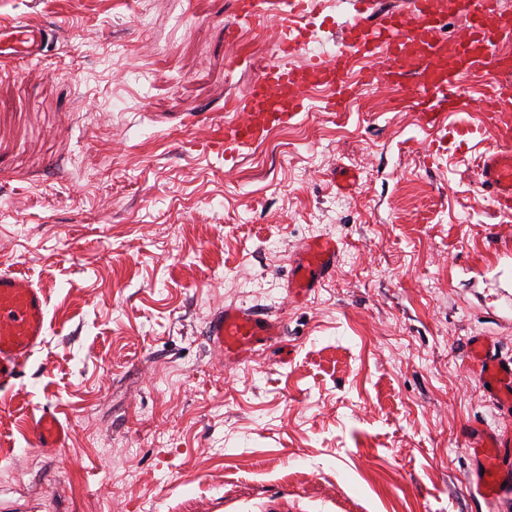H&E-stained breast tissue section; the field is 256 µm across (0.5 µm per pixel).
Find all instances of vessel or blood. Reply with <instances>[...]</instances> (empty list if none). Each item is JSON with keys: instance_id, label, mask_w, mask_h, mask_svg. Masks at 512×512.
I'll list each match as a JSON object with an SVG mask.
<instances>
[{"instance_id": "b4317fda", "label": "vessel or blood", "mask_w": 512, "mask_h": 512, "mask_svg": "<svg viewBox=\"0 0 512 512\" xmlns=\"http://www.w3.org/2000/svg\"><path fill=\"white\" fill-rule=\"evenodd\" d=\"M319 0H237L236 17L258 37L272 36L280 50L253 81L243 97L229 100L223 120L214 123L211 143L225 161L263 140L273 129L288 126L310 111L314 91H322V109L344 111L366 87L385 84L396 93L394 106L413 99L424 127L453 141L456 151L473 154L477 184L494 212L512 213V15L500 0H455L459 10L476 22L462 29L455 42L440 33L445 9L435 0H408L401 11L373 15V0H351L344 22L321 16ZM337 36L333 54H313L290 66L288 55L305 48L315 32ZM43 32L0 27V54L29 59L42 50ZM382 67H372V60ZM494 69L499 78L486 82L481 127L457 126L452 115L465 111L462 88L471 77ZM493 131L494 144L477 152L474 137ZM339 246L326 236L310 241L289 274V295L303 299L333 272ZM48 330V306L43 289L17 273L0 271V393L10 394L22 378ZM205 334L223 354L225 363L251 359L259 347L271 346L280 334L277 323L262 312L227 307L214 313ZM472 368L489 384L498 400L512 398V361L497 354L492 340L474 337L467 349ZM68 430L51 408H43L26 430V442L46 454L64 447ZM512 452V429L500 427L477 435L471 448L474 467L468 484L473 495L496 500L512 489L505 479V457Z\"/></svg>"}]
</instances>
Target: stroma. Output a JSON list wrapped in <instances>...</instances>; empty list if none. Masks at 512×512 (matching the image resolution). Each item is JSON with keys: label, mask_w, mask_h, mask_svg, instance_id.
I'll use <instances>...</instances> for the list:
<instances>
[{"label": "stroma", "mask_w": 512, "mask_h": 512, "mask_svg": "<svg viewBox=\"0 0 512 512\" xmlns=\"http://www.w3.org/2000/svg\"><path fill=\"white\" fill-rule=\"evenodd\" d=\"M235 13L0 0L49 30L0 60V269L51 321L0 406V512H512L471 496L465 436L512 426L466 361L473 336L512 359V215L384 85L225 164L210 122L278 55L227 39ZM324 234L335 271L291 300ZM229 305L279 343L225 364L205 328ZM46 405L71 427L54 457L23 436Z\"/></svg>", "instance_id": "1"}]
</instances>
